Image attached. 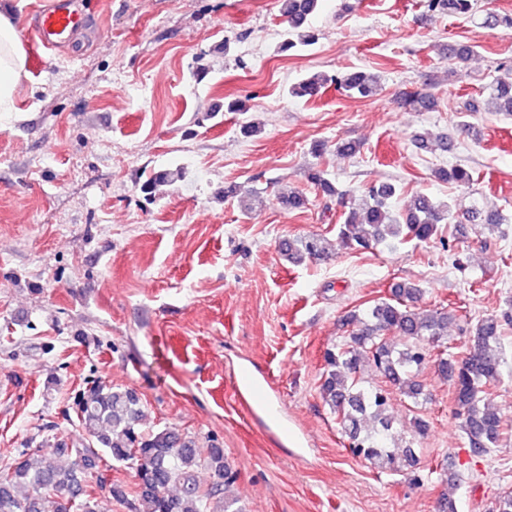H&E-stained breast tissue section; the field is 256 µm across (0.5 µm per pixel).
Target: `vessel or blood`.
Returning a JSON list of instances; mask_svg holds the SVG:
<instances>
[{
  "instance_id": "obj_1",
  "label": "vessel or blood",
  "mask_w": 512,
  "mask_h": 512,
  "mask_svg": "<svg viewBox=\"0 0 512 512\" xmlns=\"http://www.w3.org/2000/svg\"><path fill=\"white\" fill-rule=\"evenodd\" d=\"M88 23L85 13L74 6V0H50L33 23H21L19 32L41 51H55L69 43ZM239 381L249 395L248 410L264 408L267 391L263 385L240 373Z\"/></svg>"
}]
</instances>
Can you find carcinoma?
<instances>
[{"label": "carcinoma", "mask_w": 512, "mask_h": 512, "mask_svg": "<svg viewBox=\"0 0 512 512\" xmlns=\"http://www.w3.org/2000/svg\"><path fill=\"white\" fill-rule=\"evenodd\" d=\"M320 0H281V13L288 24L280 50L288 52L317 41L310 18ZM428 10L449 16L466 15L475 0H425ZM475 54L467 44L448 45V60L462 64ZM367 98L378 90L377 78L363 71L334 76L313 74L289 89L294 97L315 98L327 85ZM488 94L496 111L512 115V78H494ZM416 147L424 150H448V137L433 140L414 135ZM437 178L459 186L473 183V175L461 166L440 169ZM308 182L322 194L340 198L347 208L342 224L336 227V242L351 250L369 249L389 240L406 239L427 242L438 236L448 223L451 206L425 194H417L408 209L396 210L392 198L398 187L390 183L373 184L361 194L339 193L327 177V171L313 167ZM224 197L237 200L246 211L262 203L253 190L237 184L224 186ZM473 227L494 229L508 223L496 211H486L474 203L467 211ZM330 239L323 234L290 239L284 252L296 262L313 260L328 254ZM423 289L411 282H400L391 289V297L381 298L346 318L351 327L345 342L325 352L326 375L321 384L323 399L336 417L350 452L380 469L413 467L414 445L428 432V423L416 418L412 434L396 427L392 413V394L415 401L422 393L418 375L428 365L454 388V416L471 450L487 454L503 439L501 417L489 390L500 380L501 358L498 345L504 326L512 324V310L499 317H482L470 330L473 349L463 356L448 350V309L418 310L414 303ZM401 337L398 344L387 335ZM374 367L387 385L363 381V363ZM77 414L82 429L81 444L62 441L56 460L27 452L14 464L0 470V512H99L97 498L86 482L92 460L103 453L110 459L127 463L135 470L136 512H210V499L218 491L215 483L204 489L197 480L205 468L215 478L232 480L224 463V451L213 446L208 455L199 454L194 441L169 429L142 428L143 410L137 395L115 390L103 382H94L77 399Z\"/></svg>", "instance_id": "1"}]
</instances>
